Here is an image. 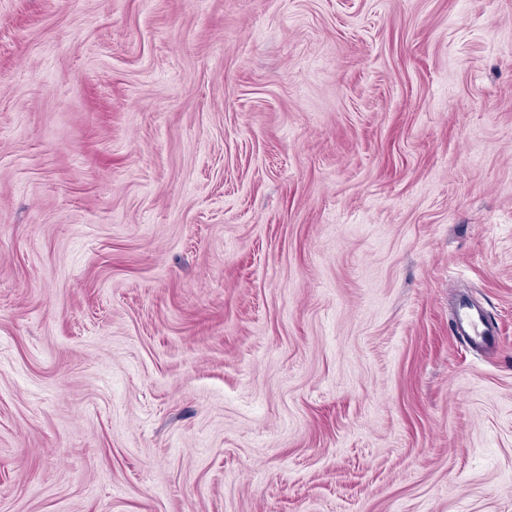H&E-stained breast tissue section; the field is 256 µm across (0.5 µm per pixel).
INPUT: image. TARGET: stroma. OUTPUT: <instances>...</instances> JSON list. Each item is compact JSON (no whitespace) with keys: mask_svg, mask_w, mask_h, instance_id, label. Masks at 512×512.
Returning <instances> with one entry per match:
<instances>
[{"mask_svg":"<svg viewBox=\"0 0 512 512\" xmlns=\"http://www.w3.org/2000/svg\"><path fill=\"white\" fill-rule=\"evenodd\" d=\"M0 512H512V0H0ZM457 331L477 344L487 335L485 319L479 312H473L468 306H460L455 315Z\"/></svg>","mask_w":512,"mask_h":512,"instance_id":"35a3bbf8","label":"stroma"}]
</instances>
